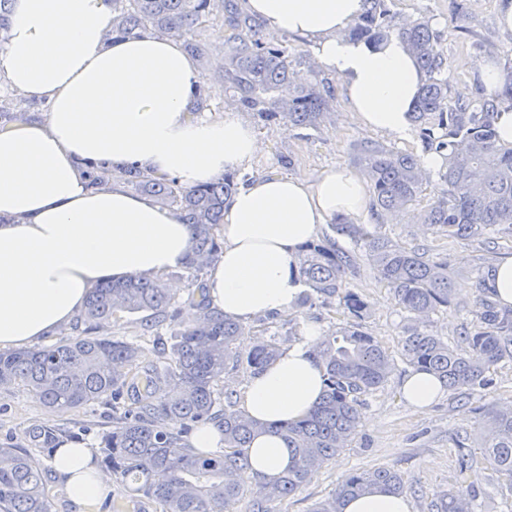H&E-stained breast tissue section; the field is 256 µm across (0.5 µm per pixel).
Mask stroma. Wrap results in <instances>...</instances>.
<instances>
[{"instance_id":"1","label":"stroma","mask_w":512,"mask_h":512,"mask_svg":"<svg viewBox=\"0 0 512 512\" xmlns=\"http://www.w3.org/2000/svg\"><path fill=\"white\" fill-rule=\"evenodd\" d=\"M395 24L421 17L430 18L441 35V48L447 59L449 104L478 98L473 87V66L484 55L512 66V36L497 26L498 0H387ZM224 30L215 27L208 36L210 47L197 67L215 93L209 107L211 118H223ZM279 44L288 48L294 73L300 80L317 76L329 87L333 100L330 115L319 127L268 125L256 113L244 118L255 129L259 149L246 170L249 176L288 175L314 178L321 170L336 165L356 168L355 149L366 141L380 142L402 151L422 153L418 128L399 139L363 128L352 116L341 94L339 77L314 64L306 40L285 34ZM382 231L409 249L426 252L436 261H447L452 282L447 309L434 315L427 324L434 335L461 346V334L472 327L476 305L484 295L483 283L494 262L512 253V231L498 234L495 242L477 238L459 239L435 233L405 214ZM319 242H332L338 250L356 254L358 246L339 235L332 225H324ZM346 286L367 305L362 315L351 314L339 300L315 299L295 306L284 315H268L245 323L246 334L240 343L249 350L256 337L277 336L282 344L296 340L305 322L318 323L324 333L340 327L359 326L378 340L392 356H399L407 323L404 310L396 304L389 288L364 259L358 258L346 276ZM398 364L388 383L368 397L362 422L347 447L319 469L295 495L275 503L276 512H311L315 503L331 497L338 482L353 472L379 467L397 470L403 477L405 493L413 512H433L438 495L461 483L458 459L476 453L486 439L492 411L512 401V362L491 369L490 383L464 392H448L424 413L415 412L400 397L399 387L408 373ZM53 423L77 434L80 441L98 447L102 433L112 429V408L104 403L59 414L45 408L21 385L0 389V446L19 447L23 431L30 426ZM505 479L487 470L474 481L476 512H512V492Z\"/></svg>"}]
</instances>
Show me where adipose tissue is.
<instances>
[{
  "label": "adipose tissue",
  "mask_w": 512,
  "mask_h": 512,
  "mask_svg": "<svg viewBox=\"0 0 512 512\" xmlns=\"http://www.w3.org/2000/svg\"><path fill=\"white\" fill-rule=\"evenodd\" d=\"M243 7L268 37L288 32L311 42L362 127L405 137L423 75L397 38L376 47L349 38L366 0H244ZM112 20V0H13L0 83L47 112L0 131V349L52 336L100 281L161 275L191 251V228L174 210L118 179L91 188L85 163L135 164L190 188L247 165L258 150L236 112L220 121L191 117L202 75L180 40L118 37ZM336 219L369 223L363 174L338 166L311 181L269 175L241 186L224 205L223 252L203 280L212 306L241 322L287 313L303 291L299 254ZM321 336L320 326L305 323L249 380L240 411L268 427L306 416L325 389ZM444 393L425 371L409 372L401 386L421 413ZM250 457L263 484L287 469L291 451L268 430L255 437ZM52 466L77 512H99L112 484L97 471L93 448L64 443ZM342 512H412V504L373 487L347 499Z\"/></svg>",
  "instance_id": "adipose-tissue-1"
}]
</instances>
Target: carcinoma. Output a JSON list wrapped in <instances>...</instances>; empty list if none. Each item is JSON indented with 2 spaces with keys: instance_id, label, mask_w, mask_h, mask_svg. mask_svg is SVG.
Returning a JSON list of instances; mask_svg holds the SVG:
<instances>
[{
  "instance_id": "obj_1",
  "label": "carcinoma",
  "mask_w": 512,
  "mask_h": 512,
  "mask_svg": "<svg viewBox=\"0 0 512 512\" xmlns=\"http://www.w3.org/2000/svg\"><path fill=\"white\" fill-rule=\"evenodd\" d=\"M370 7L351 29L357 41L378 44L394 36L406 47L425 76L412 109L427 153L442 157L439 190L421 215L425 224L450 237L485 238L512 230V147L500 144L495 128L499 93L490 90L475 104L448 107V80L440 36L430 20L393 24L386 0ZM12 0H0V44L8 37ZM113 29L122 34L151 32L173 35L202 27L216 13H229L232 32L223 39L224 94L245 112L268 124L319 126L330 108V91L318 83L296 85L288 48L263 41L259 25L238 17L234 0H112ZM356 162L373 184V207L384 221L395 219L419 201L430 178L423 160L369 142L357 149ZM122 179L161 204L176 206L192 230V252L185 262L192 291L179 300L160 276L106 279L92 289L68 338L55 344L0 351V386L21 384L46 408L67 413L94 403L122 410L112 431L101 437L105 468L163 512H232L253 477L249 448L266 429L234 408L232 394L219 388L226 370L244 362L256 374L281 351L270 336L247 352L239 349L242 324L210 305L200 273L222 253L215 235L224 223V202L239 189L234 174L194 188L172 178H157L130 166L109 162L89 167L94 188ZM408 313L401 358L414 369L434 373L450 390L489 384L490 368L512 361V311L502 312L489 299L478 301L476 324L463 331L468 350L460 352L431 333L424 319L448 307L451 281L448 264L425 258L382 234L379 225L335 224ZM354 257L322 243L310 244L299 257L300 274L310 291L301 298H339L353 313L365 304L345 290ZM149 314L154 360L142 364L144 348L112 337L110 329L123 314ZM327 389L321 402L296 423L271 426L292 448L288 469L252 502L250 512H274L273 504L300 491L336 452L345 448L361 423L367 397L383 387L395 361L365 331L341 327L320 345ZM142 386L132 405L129 388ZM215 421L224 434V451L204 455L189 447L187 435L196 424ZM480 455L459 460L463 473L491 469L512 477V408L494 413ZM61 428L28 427L26 448L0 447V512H52L43 483V466L33 452L51 457ZM384 486L402 493L395 470L381 467L342 480L331 498L311 512H339L341 502L365 489ZM473 484L439 496L436 512H473Z\"/></svg>"
}]
</instances>
